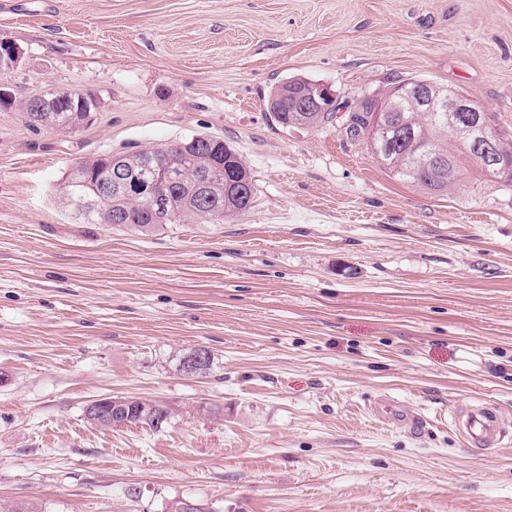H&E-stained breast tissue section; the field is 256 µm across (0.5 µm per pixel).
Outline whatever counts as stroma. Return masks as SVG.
Wrapping results in <instances>:
<instances>
[{
	"instance_id": "stroma-1",
	"label": "stroma",
	"mask_w": 512,
	"mask_h": 512,
	"mask_svg": "<svg viewBox=\"0 0 512 512\" xmlns=\"http://www.w3.org/2000/svg\"><path fill=\"white\" fill-rule=\"evenodd\" d=\"M0 503L43 512H512V443L467 449L454 408L512 427V192L475 170L431 193L344 135L362 96L451 87L512 136V0H0ZM291 77L332 122L267 111ZM94 94L76 130L22 100ZM223 139L255 198L154 234L85 224L79 160ZM213 357L203 376L181 359ZM105 396L163 400L154 431L100 429ZM419 414L418 434L371 411Z\"/></svg>"
}]
</instances>
